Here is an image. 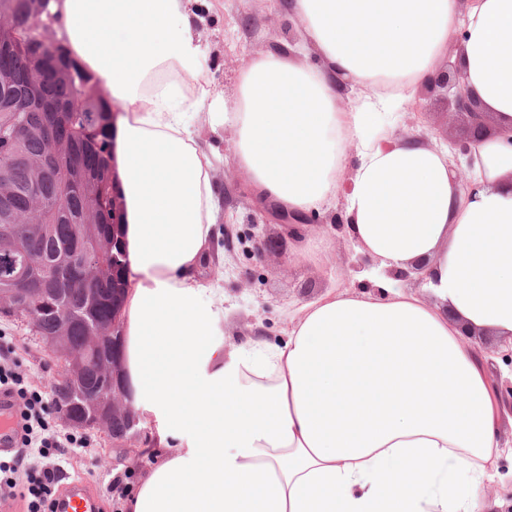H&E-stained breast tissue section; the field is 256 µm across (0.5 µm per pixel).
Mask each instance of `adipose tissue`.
I'll return each mask as SVG.
<instances>
[{
    "mask_svg": "<svg viewBox=\"0 0 512 512\" xmlns=\"http://www.w3.org/2000/svg\"><path fill=\"white\" fill-rule=\"evenodd\" d=\"M51 9L124 107L110 157L132 283L124 379L156 443L125 512H489L502 399L465 333L512 345V0H293L294 55L252 57L230 107L185 0ZM451 49L496 129L471 147V193L447 146L379 121ZM310 50L319 65L301 63ZM200 113L234 130L240 166L288 212L344 192L345 231L377 263L368 284L304 305L283 345L225 352L224 290L198 279L223 211Z\"/></svg>",
    "mask_w": 512,
    "mask_h": 512,
    "instance_id": "adipose-tissue-1",
    "label": "adipose tissue"
}]
</instances>
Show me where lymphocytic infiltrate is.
<instances>
[{
  "label": "lymphocytic infiltrate",
  "mask_w": 512,
  "mask_h": 512,
  "mask_svg": "<svg viewBox=\"0 0 512 512\" xmlns=\"http://www.w3.org/2000/svg\"><path fill=\"white\" fill-rule=\"evenodd\" d=\"M0 391L14 398L18 416L16 451L0 459V502L19 499L26 512H54L61 467L88 440L50 424L43 393L19 370L12 349L1 347Z\"/></svg>",
  "instance_id": "lymphocytic-infiltrate-1"
}]
</instances>
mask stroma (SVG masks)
Listing matches in <instances>:
<instances>
[{"mask_svg":"<svg viewBox=\"0 0 512 512\" xmlns=\"http://www.w3.org/2000/svg\"><path fill=\"white\" fill-rule=\"evenodd\" d=\"M290 0H196L194 28L204 57L205 72L217 94L232 102L239 84L244 56L269 51L286 52L300 39L303 22L289 8ZM396 136L414 135L427 142L449 144L463 132L464 120L451 107L445 93L420 86L413 101L399 112L386 115ZM200 143L219 150L224 158L216 178L224 191L223 263H210L200 271L203 281L224 285V342L226 346L247 338L282 344L288 339L291 318L303 305L336 289L354 290L360 271L373 266L371 257L359 253L348 237L335 230L342 210L301 214L296 226L279 219L280 210L255 191L248 173L237 160L232 128L215 133L197 127ZM281 243L280 251L257 255V239ZM0 334L17 347L23 367L34 385L51 393L56 370L50 355L26 326L0 320ZM115 450L91 436L88 453L66 465L63 481L81 479L101 497V512H123L117 493L108 487L122 476L134 488L151 467V457L139 465L118 463Z\"/></svg>","mask_w":512,"mask_h":512,"instance_id":"stroma-1","label":"stroma"}]
</instances>
